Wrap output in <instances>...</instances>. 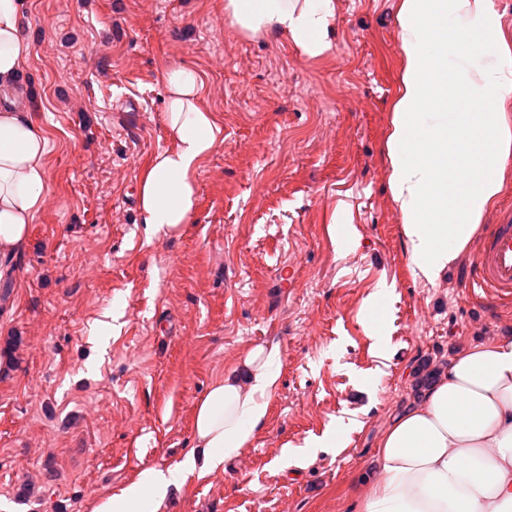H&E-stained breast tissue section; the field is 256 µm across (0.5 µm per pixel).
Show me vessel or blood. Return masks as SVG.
<instances>
[{"mask_svg": "<svg viewBox=\"0 0 512 512\" xmlns=\"http://www.w3.org/2000/svg\"><path fill=\"white\" fill-rule=\"evenodd\" d=\"M470 288L474 296L493 301L512 299V210L490 225L472 263Z\"/></svg>", "mask_w": 512, "mask_h": 512, "instance_id": "1", "label": "vessel or blood"}]
</instances>
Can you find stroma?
<instances>
[{
  "instance_id": "stroma-1",
  "label": "stroma",
  "mask_w": 512,
  "mask_h": 512,
  "mask_svg": "<svg viewBox=\"0 0 512 512\" xmlns=\"http://www.w3.org/2000/svg\"><path fill=\"white\" fill-rule=\"evenodd\" d=\"M334 4V47L310 58L244 37L224 0H28L49 191L28 244L0 260V512H94L174 467L211 383L269 342L281 385L264 425L159 512H358L417 367L512 334V303L468 286L512 206V157L467 248L436 281L415 277L385 146L397 0ZM173 62L201 73L224 143L200 164L193 222L151 236L137 185L173 146ZM378 292L381 352L365 324ZM340 422L342 448L314 447Z\"/></svg>"
}]
</instances>
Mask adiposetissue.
Instances as JSON below:
<instances>
[{
  "label": "adipose tissue",
  "instance_id": "1",
  "mask_svg": "<svg viewBox=\"0 0 512 512\" xmlns=\"http://www.w3.org/2000/svg\"><path fill=\"white\" fill-rule=\"evenodd\" d=\"M27 0H0V258L25 246L48 191L49 139L15 95L31 56L22 33ZM224 16L248 37L273 33L311 58L330 52L333 0H224ZM402 72L386 137L388 183L402 217L415 277L432 282L468 245L502 192L512 156V41L492 0H398ZM469 19L466 28L454 26ZM466 49H489L498 62L466 70L457 89L448 70ZM166 131L174 146L152 158L138 182L149 234L191 223L196 176L224 142L200 105L204 82L185 63L162 76ZM277 345L252 349L199 401L194 441L166 470H143L96 512H158L171 487L196 468L223 470L264 424L280 385ZM380 478L363 512H512V336L454 354L446 372L392 421L378 456Z\"/></svg>",
  "mask_w": 512,
  "mask_h": 512
}]
</instances>
